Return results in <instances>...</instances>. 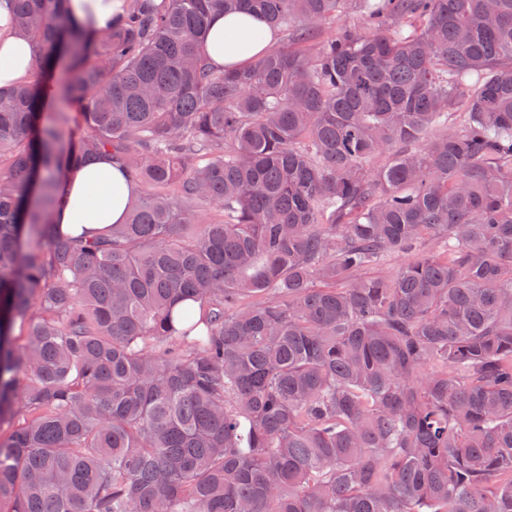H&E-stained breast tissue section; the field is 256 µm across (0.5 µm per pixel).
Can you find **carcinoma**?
Segmentation results:
<instances>
[{
    "label": "carcinoma",
    "mask_w": 512,
    "mask_h": 512,
    "mask_svg": "<svg viewBox=\"0 0 512 512\" xmlns=\"http://www.w3.org/2000/svg\"><path fill=\"white\" fill-rule=\"evenodd\" d=\"M14 2L0 512H512V0H131L104 35ZM242 10L286 45L214 69ZM100 155L138 191L70 239L58 173Z\"/></svg>",
    "instance_id": "1"
}]
</instances>
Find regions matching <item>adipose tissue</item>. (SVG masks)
<instances>
[{
	"instance_id": "adipose-tissue-1",
	"label": "adipose tissue",
	"mask_w": 512,
	"mask_h": 512,
	"mask_svg": "<svg viewBox=\"0 0 512 512\" xmlns=\"http://www.w3.org/2000/svg\"><path fill=\"white\" fill-rule=\"evenodd\" d=\"M70 20L105 33L124 16L130 0H68ZM8 0H0V87L30 81L35 73L33 48L13 21ZM276 36L258 17L239 13L213 16L207 25L201 50L218 70L250 62L274 44ZM62 203L52 216L62 232L90 238L107 225L124 223L128 202L137 186L111 159L101 156L61 174Z\"/></svg>"
}]
</instances>
